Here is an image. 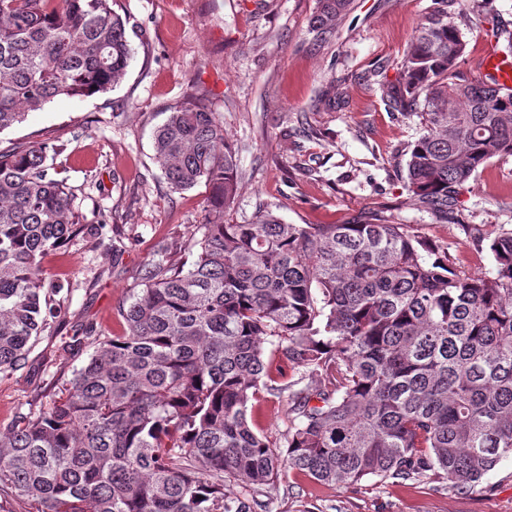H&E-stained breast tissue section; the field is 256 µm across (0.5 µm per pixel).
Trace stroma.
I'll use <instances>...</instances> for the list:
<instances>
[{
    "instance_id": "1",
    "label": "stroma",
    "mask_w": 512,
    "mask_h": 512,
    "mask_svg": "<svg viewBox=\"0 0 512 512\" xmlns=\"http://www.w3.org/2000/svg\"><path fill=\"white\" fill-rule=\"evenodd\" d=\"M431 5L353 0L318 45L310 30L317 0H116L133 49L123 79L105 93L55 99L0 133V150L22 141L60 146L54 168L85 222L43 260L62 286L52 298L57 315L25 362L0 373V431L60 395L94 337L122 332L118 311L151 264L192 261L209 190L172 191L153 149L155 130L187 101L216 112L237 151L241 190L226 223H251L266 209L290 224H354L382 212L447 252L457 271L492 273L484 239L512 230V156L480 170L447 221H436L406 188L420 121L384 101L382 86L399 79ZM448 12L468 43L459 75L485 78L487 39L512 35V0H448ZM251 416L281 440L287 396L265 394ZM265 503V512H512V457L468 494L426 478L328 486L289 470Z\"/></svg>"
}]
</instances>
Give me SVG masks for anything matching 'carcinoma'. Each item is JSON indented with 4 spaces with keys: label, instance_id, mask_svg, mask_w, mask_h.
I'll list each match as a JSON object with an SVG mask.
<instances>
[{
    "label": "carcinoma",
    "instance_id": "obj_1",
    "mask_svg": "<svg viewBox=\"0 0 512 512\" xmlns=\"http://www.w3.org/2000/svg\"><path fill=\"white\" fill-rule=\"evenodd\" d=\"M113 2L0 0V133L120 82L132 49ZM350 6L318 0L315 39ZM466 51L448 0H433L386 89L423 127L407 187L441 222L457 187L512 156V88L458 80ZM58 151L0 150V373L54 314L61 286L42 258L84 229L54 176ZM154 158L172 191L211 189L196 258L152 265L119 310L124 333L97 340L61 396L0 432V495L29 512H258L287 467L334 486L429 478L462 494L512 457V232L488 240L493 274L462 275L386 215L226 224L236 151L201 101L171 109ZM283 363L301 377L279 384ZM263 390L288 392L282 446L249 417Z\"/></svg>",
    "mask_w": 512,
    "mask_h": 512
}]
</instances>
